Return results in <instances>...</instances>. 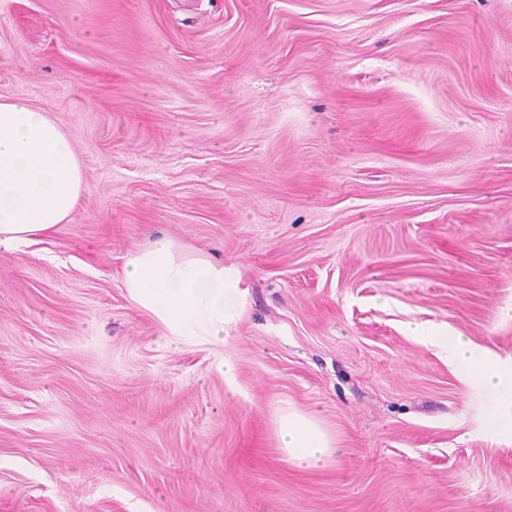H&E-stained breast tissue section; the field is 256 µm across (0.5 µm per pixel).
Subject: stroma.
Returning <instances> with one entry per match:
<instances>
[{
  "label": "stroma",
  "mask_w": 512,
  "mask_h": 512,
  "mask_svg": "<svg viewBox=\"0 0 512 512\" xmlns=\"http://www.w3.org/2000/svg\"><path fill=\"white\" fill-rule=\"evenodd\" d=\"M16 97L85 185L0 246V512H512V440L410 331L512 358V0H0ZM159 235L240 267L224 345L128 300ZM288 406L331 462L285 461Z\"/></svg>",
  "instance_id": "1"
}]
</instances>
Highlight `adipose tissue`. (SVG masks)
Masks as SVG:
<instances>
[{
  "instance_id": "1",
  "label": "adipose tissue",
  "mask_w": 512,
  "mask_h": 512,
  "mask_svg": "<svg viewBox=\"0 0 512 512\" xmlns=\"http://www.w3.org/2000/svg\"><path fill=\"white\" fill-rule=\"evenodd\" d=\"M84 186L82 163L62 127L28 101H0V246H22L48 236L76 206ZM133 306L152 317L168 344L223 342L242 314L247 287L235 266L183 252L167 237L137 250L123 271ZM438 347L458 374L482 394L485 431L512 437V362L465 337L413 327ZM275 429L288 462L323 466L333 442L317 417L279 412Z\"/></svg>"
}]
</instances>
